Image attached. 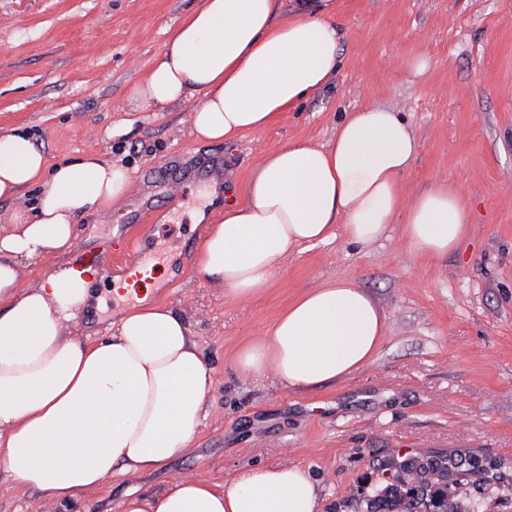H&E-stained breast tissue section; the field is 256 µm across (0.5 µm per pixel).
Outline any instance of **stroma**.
<instances>
[{
  "instance_id": "stroma-1",
  "label": "stroma",
  "mask_w": 512,
  "mask_h": 512,
  "mask_svg": "<svg viewBox=\"0 0 512 512\" xmlns=\"http://www.w3.org/2000/svg\"><path fill=\"white\" fill-rule=\"evenodd\" d=\"M339 71L270 127L233 143L190 133L191 104L134 112L128 93L198 0H0V127L29 133L50 161L122 159L132 189L77 223V250L110 276L126 252L163 257L151 299L185 314L212 369L213 402L190 452L159 472L115 476L89 498L49 503L0 463V512H120L126 493L194 475L221 482L250 463L287 462L320 481L323 512H367L404 463L468 470L462 512H512V0H335ZM425 56L422 75L404 59ZM405 105L419 150L407 195L448 179L469 200L467 235L445 258L408 254L398 232L343 238L290 257L246 301L196 271L211 185L242 188L262 155L330 139L344 112ZM130 120L127 134L105 130ZM356 278L387 333L374 360L314 393L275 390L228 362L276 314L324 280Z\"/></svg>"
}]
</instances>
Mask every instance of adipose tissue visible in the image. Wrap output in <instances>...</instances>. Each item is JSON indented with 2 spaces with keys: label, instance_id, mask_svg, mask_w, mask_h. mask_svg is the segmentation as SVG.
<instances>
[{
  "label": "adipose tissue",
  "instance_id": "adipose-tissue-1",
  "mask_svg": "<svg viewBox=\"0 0 512 512\" xmlns=\"http://www.w3.org/2000/svg\"><path fill=\"white\" fill-rule=\"evenodd\" d=\"M331 0H200L132 86L136 110L192 103L191 133L232 141L269 127L320 92L340 64ZM419 143L401 109L346 112L327 143L267 152L224 218L202 237L197 273L227 297L266 288L289 255L343 237L368 246L398 228L414 256L439 258L466 235V204L450 182L404 194ZM38 192L0 233V463L46 501L95 494L108 477L162 469L186 453L209 413L211 370L185 316L132 308L110 335L72 334L92 309V280L58 266L29 282L25 263L70 251L76 222L132 188L118 160L50 162L26 133L0 130V200ZM387 318L356 280H329L288 303L232 369L284 389L316 391L371 363ZM121 512H322L318 480L285 463L218 483L176 480L129 493Z\"/></svg>",
  "mask_w": 512,
  "mask_h": 512
}]
</instances>
